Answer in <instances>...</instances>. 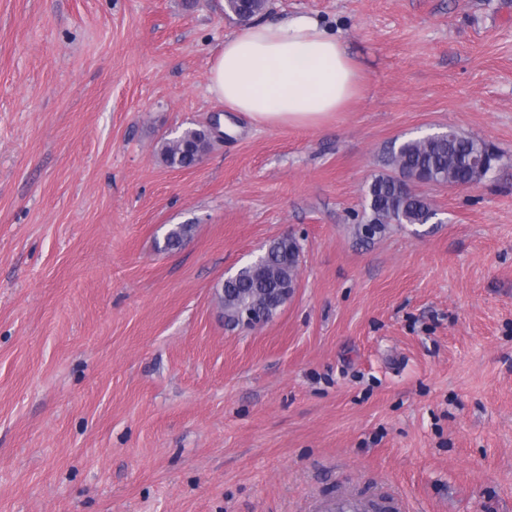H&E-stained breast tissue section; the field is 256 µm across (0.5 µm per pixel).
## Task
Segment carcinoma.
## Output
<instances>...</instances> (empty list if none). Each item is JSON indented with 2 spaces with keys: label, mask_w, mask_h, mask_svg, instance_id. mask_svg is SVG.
<instances>
[{
  "label": "carcinoma",
  "mask_w": 512,
  "mask_h": 512,
  "mask_svg": "<svg viewBox=\"0 0 512 512\" xmlns=\"http://www.w3.org/2000/svg\"><path fill=\"white\" fill-rule=\"evenodd\" d=\"M268 0H224V16L233 20L241 10L258 17ZM210 142L201 128H187L181 141L165 140L160 148L164 164L187 168L196 156L209 148ZM502 154L484 140L456 130L436 132L423 137L392 143L388 150L389 171L372 178L368 185L365 221L360 225L366 237L380 234L391 224H425L432 210L428 199L418 191L423 181L435 185L479 184L494 171ZM193 231L191 224H176L169 229L164 249L182 245ZM263 284L256 283L255 268L247 264L224 283V322L235 321L238 312L247 307L271 311L270 290L295 281L299 265L288 253V240L269 241L260 254Z\"/></svg>",
  "instance_id": "obj_1"
}]
</instances>
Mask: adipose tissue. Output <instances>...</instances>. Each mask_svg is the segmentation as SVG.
I'll return each mask as SVG.
<instances>
[{
  "mask_svg": "<svg viewBox=\"0 0 512 512\" xmlns=\"http://www.w3.org/2000/svg\"><path fill=\"white\" fill-rule=\"evenodd\" d=\"M362 75L344 43L318 19H255L226 38L211 66L210 93L266 128H317L343 111Z\"/></svg>",
  "mask_w": 512,
  "mask_h": 512,
  "instance_id": "1",
  "label": "adipose tissue"
}]
</instances>
